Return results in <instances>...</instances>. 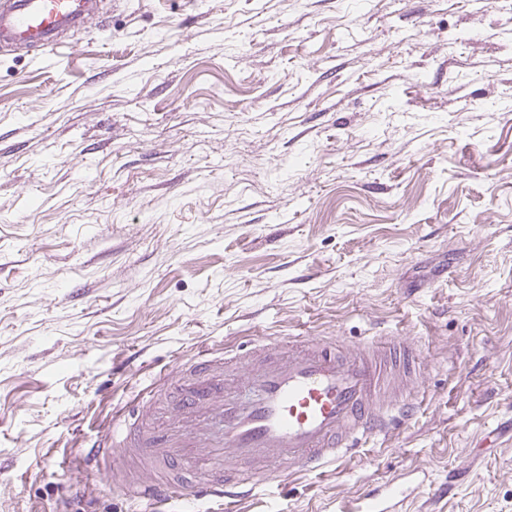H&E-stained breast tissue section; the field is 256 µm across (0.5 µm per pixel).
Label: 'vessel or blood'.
Returning a JSON list of instances; mask_svg holds the SVG:
<instances>
[{
	"label": "vessel or blood",
	"instance_id": "b4317fda",
	"mask_svg": "<svg viewBox=\"0 0 512 512\" xmlns=\"http://www.w3.org/2000/svg\"><path fill=\"white\" fill-rule=\"evenodd\" d=\"M90 11L91 0H0V43L48 52ZM260 347L262 357L232 370L200 350L177 369L166 425L149 424L155 401L141 397L86 440L69 476L123 492L142 512L207 495L229 512L243 489L272 479V460L285 472L315 473L415 415L421 352L404 339L376 336L349 348L333 338L289 347L271 338ZM409 495L398 477L336 512H401Z\"/></svg>",
	"mask_w": 512,
	"mask_h": 512
}]
</instances>
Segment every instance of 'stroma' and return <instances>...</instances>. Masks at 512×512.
Segmentation results:
<instances>
[{"instance_id": "stroma-1", "label": "stroma", "mask_w": 512, "mask_h": 512, "mask_svg": "<svg viewBox=\"0 0 512 512\" xmlns=\"http://www.w3.org/2000/svg\"><path fill=\"white\" fill-rule=\"evenodd\" d=\"M60 39L0 46V512H128L73 497L84 432L201 344L322 336L414 342V418L232 512L405 469L404 512H512V0H95Z\"/></svg>"}]
</instances>
